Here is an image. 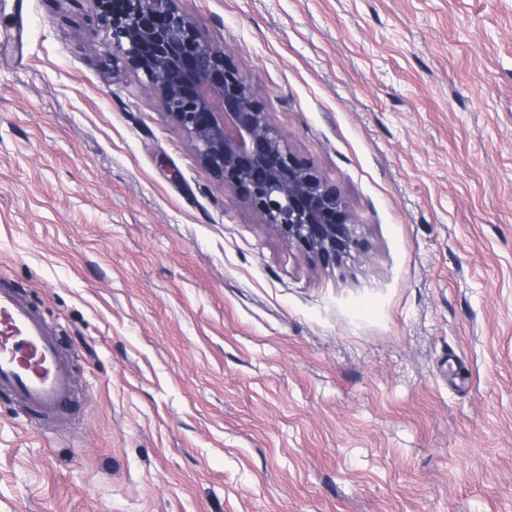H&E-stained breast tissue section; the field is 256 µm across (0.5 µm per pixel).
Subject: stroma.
<instances>
[{
    "mask_svg": "<svg viewBox=\"0 0 512 512\" xmlns=\"http://www.w3.org/2000/svg\"><path fill=\"white\" fill-rule=\"evenodd\" d=\"M364 240L313 264L92 0H0V270L75 347L0 512H512V0H178Z\"/></svg>",
    "mask_w": 512,
    "mask_h": 512,
    "instance_id": "1",
    "label": "stroma"
}]
</instances>
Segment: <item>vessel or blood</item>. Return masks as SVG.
I'll use <instances>...</instances> for the list:
<instances>
[{"instance_id": "vessel-or-blood-1", "label": "vessel or blood", "mask_w": 512, "mask_h": 512, "mask_svg": "<svg viewBox=\"0 0 512 512\" xmlns=\"http://www.w3.org/2000/svg\"><path fill=\"white\" fill-rule=\"evenodd\" d=\"M72 360L41 309L0 278V398L17 418L69 428L77 401Z\"/></svg>"}]
</instances>
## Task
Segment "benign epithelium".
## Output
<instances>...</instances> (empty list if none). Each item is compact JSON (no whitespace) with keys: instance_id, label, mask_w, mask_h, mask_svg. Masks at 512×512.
I'll list each match as a JSON object with an SVG mask.
<instances>
[{"instance_id":"7a95c632","label":"benign epithelium","mask_w":512,"mask_h":512,"mask_svg":"<svg viewBox=\"0 0 512 512\" xmlns=\"http://www.w3.org/2000/svg\"><path fill=\"white\" fill-rule=\"evenodd\" d=\"M112 68L142 74L201 162L288 244L324 267L362 246L344 200L296 156L232 55L176 0H93Z\"/></svg>"}]
</instances>
